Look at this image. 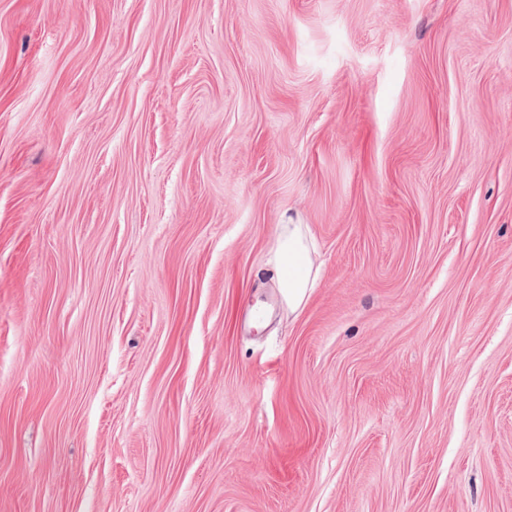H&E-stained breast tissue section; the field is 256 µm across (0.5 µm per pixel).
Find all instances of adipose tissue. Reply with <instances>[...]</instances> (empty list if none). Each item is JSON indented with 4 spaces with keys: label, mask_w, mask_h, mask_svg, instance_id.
Instances as JSON below:
<instances>
[{
    "label": "adipose tissue",
    "mask_w": 512,
    "mask_h": 512,
    "mask_svg": "<svg viewBox=\"0 0 512 512\" xmlns=\"http://www.w3.org/2000/svg\"><path fill=\"white\" fill-rule=\"evenodd\" d=\"M313 254L309 225H278L272 264L289 311L301 309L315 286L317 273Z\"/></svg>",
    "instance_id": "ef3b65f1"
}]
</instances>
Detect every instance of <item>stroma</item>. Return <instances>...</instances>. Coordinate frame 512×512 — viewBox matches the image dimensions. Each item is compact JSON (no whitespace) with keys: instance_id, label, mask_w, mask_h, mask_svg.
Segmentation results:
<instances>
[{"instance_id":"obj_1","label":"stroma","mask_w":512,"mask_h":512,"mask_svg":"<svg viewBox=\"0 0 512 512\" xmlns=\"http://www.w3.org/2000/svg\"><path fill=\"white\" fill-rule=\"evenodd\" d=\"M0 512H512V0H0ZM276 243L272 259L282 298L290 312L303 307L316 283L314 242L309 225L276 226Z\"/></svg>"}]
</instances>
